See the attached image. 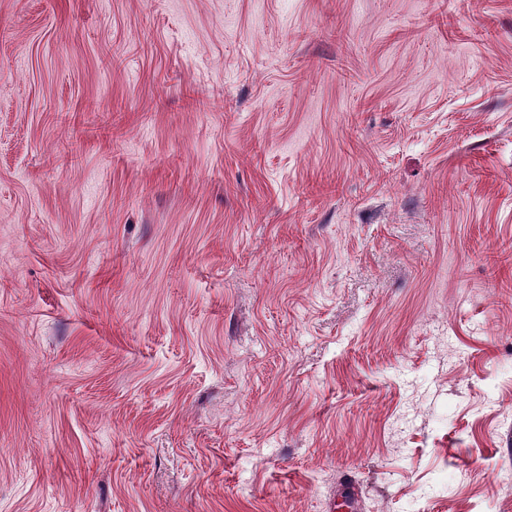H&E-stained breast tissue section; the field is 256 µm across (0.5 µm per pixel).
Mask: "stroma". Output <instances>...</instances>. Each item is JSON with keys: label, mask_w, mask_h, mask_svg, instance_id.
<instances>
[{"label": "stroma", "mask_w": 512, "mask_h": 512, "mask_svg": "<svg viewBox=\"0 0 512 512\" xmlns=\"http://www.w3.org/2000/svg\"><path fill=\"white\" fill-rule=\"evenodd\" d=\"M350 487L512 512V0H0V512Z\"/></svg>", "instance_id": "obj_1"}]
</instances>
